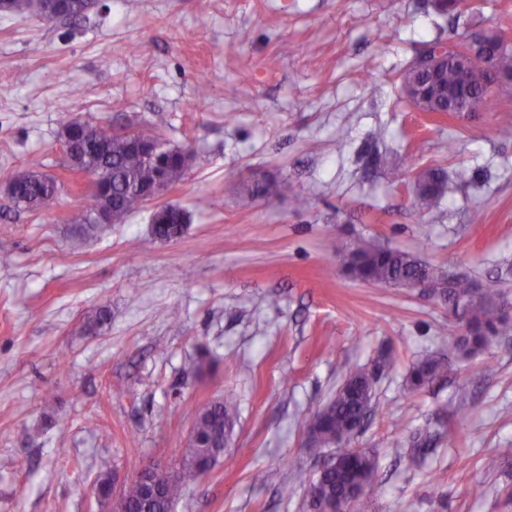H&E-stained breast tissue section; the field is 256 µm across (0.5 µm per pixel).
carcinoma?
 I'll return each mask as SVG.
<instances>
[{"label": "carcinoma", "mask_w": 512, "mask_h": 512, "mask_svg": "<svg viewBox=\"0 0 512 512\" xmlns=\"http://www.w3.org/2000/svg\"><path fill=\"white\" fill-rule=\"evenodd\" d=\"M45 0H0V14L4 16H35L46 22L54 21L44 7ZM92 0H64V19L79 21L87 18ZM473 55L465 61L471 71L490 68L499 82L512 81V47L503 45L493 33L476 37ZM401 84L417 86L423 95L416 101L423 112L469 111L481 99V90L466 84L461 64L452 60L443 64L436 78L412 68L400 78ZM162 136L150 122L144 123L131 135L113 131L107 123L83 124L81 134L71 144L68 156L93 174H101L108 182L102 195L90 196L71 219L74 224H98L99 217L118 221L127 214L126 202L159 179L174 185L183 180L191 155L167 151L156 159L148 158L136 144H159ZM416 195L420 206L428 211L435 209L448 193V180L439 171L430 170L418 178ZM279 184L269 177H258L248 186L253 197H270L277 194ZM8 192L15 204L36 210L60 193L56 179L39 171L27 170L17 174L9 183ZM154 234L163 240L180 237L187 224V216L180 209L163 207L152 217ZM341 257L358 279L367 283L401 285L420 278L434 284L448 282V307L454 314L466 319V332L460 337L463 349L474 353L483 349L488 335L512 327L501 304V296L490 294L471 281L446 276L412 254L401 250H381L364 242L336 245ZM440 363L426 359L417 363L409 375V387L418 392L428 387L439 373ZM374 387L371 374L356 371L349 375L336 395L318 409L309 422L310 454L319 455L325 448H334L336 466L310 480L307 497L312 512L323 503L336 502L348 495L355 501L362 500L371 487L376 465L374 458L365 451L351 446L355 431L363 424L370 407ZM234 402L212 401L195 411L193 428L196 441H187L180 469L168 481L160 495L153 500L142 496L140 483L130 481L115 502L114 512H172V507L183 487L199 480L196 465L202 458L224 453L231 438L236 420Z\"/></svg>", "instance_id": "1"}]
</instances>
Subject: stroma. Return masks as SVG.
<instances>
[{"label":"stroma","mask_w":512,"mask_h":512,"mask_svg":"<svg viewBox=\"0 0 512 512\" xmlns=\"http://www.w3.org/2000/svg\"><path fill=\"white\" fill-rule=\"evenodd\" d=\"M480 27L512 44V0L448 20L430 0H106L79 23L0 16V512H112L97 477L177 468L194 409L224 398L239 408L234 440L173 512H308L309 420L359 369L376 382L353 444L377 469L353 512H512V456L499 455L512 449V334L463 355L447 300L355 280L336 255L338 240H365L512 301V126L499 122L512 87L478 112H423L399 80L428 42ZM66 118L149 121L190 150L162 198L189 216L180 239L154 236L149 204L71 223L90 184L63 148ZM462 166L470 182L422 210L416 177ZM28 169L62 186L39 211L7 190ZM261 172L277 195L244 193ZM99 307L108 320L88 332ZM426 358L440 375L410 392Z\"/></svg>","instance_id":"stroma-1"}]
</instances>
